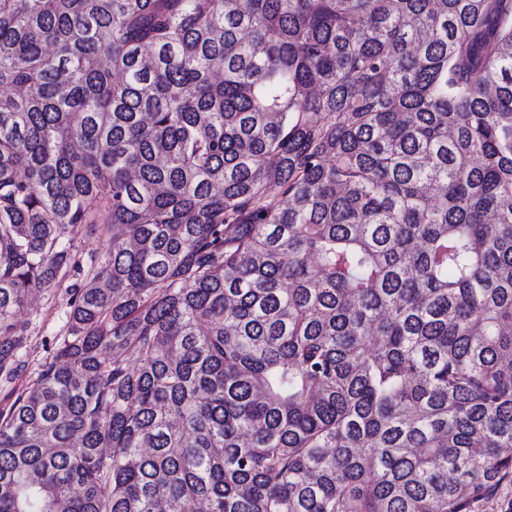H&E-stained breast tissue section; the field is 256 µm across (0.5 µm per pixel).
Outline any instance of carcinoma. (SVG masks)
I'll return each mask as SVG.
<instances>
[{
    "mask_svg": "<svg viewBox=\"0 0 512 512\" xmlns=\"http://www.w3.org/2000/svg\"><path fill=\"white\" fill-rule=\"evenodd\" d=\"M72 272L0 512H471L512 474V0H0V381ZM110 247V239L104 234L85 236L78 235L73 241V251L87 257L93 254H104Z\"/></svg>",
    "mask_w": 512,
    "mask_h": 512,
    "instance_id": "carcinoma-1",
    "label": "carcinoma"
}]
</instances>
